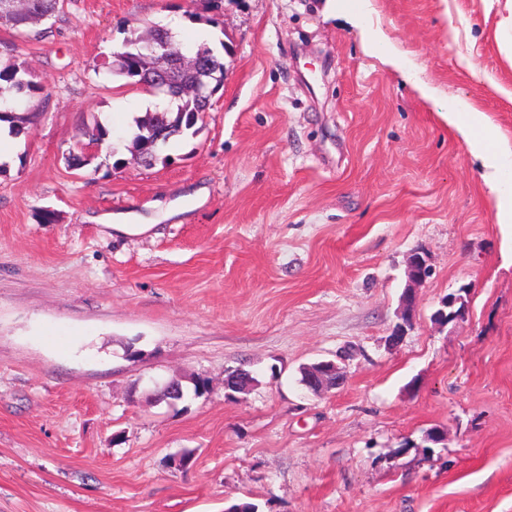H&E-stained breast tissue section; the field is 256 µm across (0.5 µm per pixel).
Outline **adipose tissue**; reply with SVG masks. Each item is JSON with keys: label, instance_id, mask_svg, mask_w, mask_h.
Segmentation results:
<instances>
[{"label": "adipose tissue", "instance_id": "adipose-tissue-1", "mask_svg": "<svg viewBox=\"0 0 512 512\" xmlns=\"http://www.w3.org/2000/svg\"><path fill=\"white\" fill-rule=\"evenodd\" d=\"M467 144L482 167L483 184L497 201L498 222L506 242L512 244V146L496 142L485 116L469 103H456L442 115Z\"/></svg>", "mask_w": 512, "mask_h": 512}]
</instances>
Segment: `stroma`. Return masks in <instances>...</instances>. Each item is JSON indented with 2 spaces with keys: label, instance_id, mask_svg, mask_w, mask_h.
<instances>
[{
  "label": "stroma",
  "instance_id": "1",
  "mask_svg": "<svg viewBox=\"0 0 512 512\" xmlns=\"http://www.w3.org/2000/svg\"><path fill=\"white\" fill-rule=\"evenodd\" d=\"M169 14L184 51L207 28L224 85L148 167L154 100L104 64ZM51 24H0L48 92L0 175V512H512V266L440 119L468 100L512 144V0H65ZM96 121L110 144L69 167ZM451 295L465 317L436 321ZM332 359L343 385L307 391ZM237 367L257 382L230 398Z\"/></svg>",
  "mask_w": 512,
  "mask_h": 512
}]
</instances>
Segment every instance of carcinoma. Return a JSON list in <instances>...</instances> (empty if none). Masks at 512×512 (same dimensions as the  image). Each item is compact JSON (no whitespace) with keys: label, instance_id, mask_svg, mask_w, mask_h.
Segmentation results:
<instances>
[{"label":"carcinoma","instance_id":"cac0c4a2","mask_svg":"<svg viewBox=\"0 0 512 512\" xmlns=\"http://www.w3.org/2000/svg\"><path fill=\"white\" fill-rule=\"evenodd\" d=\"M63 0H0V23L10 25L20 36L23 28L33 21H42L54 16ZM203 64L176 70L175 79L180 87L173 97L163 88L151 85L149 94L158 98L161 109L147 111L135 119L136 130L131 139V154L135 160L151 166L157 162L167 163L168 156L158 154V147L167 144L170 138L190 132H199L204 112L211 106V98L224 83V61L213 49L202 44L194 51ZM159 61L158 49L149 40L136 35L112 53V61L106 71L134 80L135 84L149 82ZM46 98L44 85L37 81L25 62L15 57L0 62V121L9 123V134L13 137L28 135L31 116L18 112L17 105L24 101L31 106ZM110 131L99 121L82 128L80 150L69 155L68 163L80 169L91 164L93 156L85 152L89 144L101 145Z\"/></svg>","mask_w":512,"mask_h":512}]
</instances>
